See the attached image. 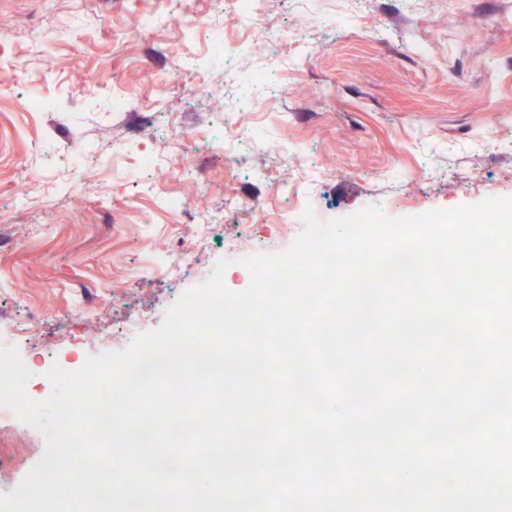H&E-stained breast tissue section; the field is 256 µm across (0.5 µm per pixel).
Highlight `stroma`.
<instances>
[{"instance_id": "1", "label": "stroma", "mask_w": 512, "mask_h": 512, "mask_svg": "<svg viewBox=\"0 0 512 512\" xmlns=\"http://www.w3.org/2000/svg\"><path fill=\"white\" fill-rule=\"evenodd\" d=\"M285 43L258 54L249 28L224 21L230 59L206 28L182 36L176 15L221 20L211 0H0V317L41 325L14 347L31 371L32 400L49 397L40 376L126 348L157 328L220 260L234 291L248 287L242 257L290 249L306 225L302 204L329 219L373 208L386 219L512 197V30L499 19L512 0H262ZM188 86L168 83L173 59ZM274 79L262 99L250 73ZM151 113L129 130L112 98ZM52 98L53 112H36ZM241 127L232 159L205 149L224 138L217 111ZM173 139L166 167L194 148L193 181L172 179L182 212L156 208L159 178L139 157ZM116 156V169L75 171L72 154ZM303 156L302 167L283 152ZM303 178V201L279 191ZM39 191L21 201L22 184ZM232 206H225V198ZM217 222L203 221V213ZM284 215L263 224L261 213ZM179 271L154 274L159 264ZM94 295L92 314L75 312ZM108 336L111 348L95 345ZM45 440L0 419V493L43 457Z\"/></svg>"}]
</instances>
